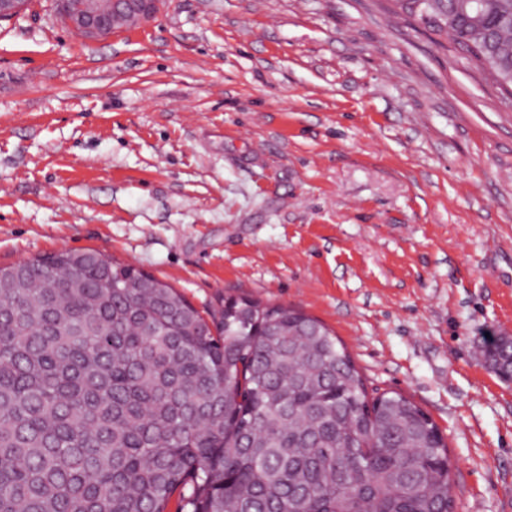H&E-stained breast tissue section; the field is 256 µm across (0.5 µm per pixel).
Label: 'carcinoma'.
Masks as SVG:
<instances>
[{
  "instance_id": "cac0c4a2",
  "label": "carcinoma",
  "mask_w": 512,
  "mask_h": 512,
  "mask_svg": "<svg viewBox=\"0 0 512 512\" xmlns=\"http://www.w3.org/2000/svg\"><path fill=\"white\" fill-rule=\"evenodd\" d=\"M398 2L512 86V0ZM487 359L512 380V343ZM451 473L433 420L301 311L208 321L95 249L0 267V512H451Z\"/></svg>"
}]
</instances>
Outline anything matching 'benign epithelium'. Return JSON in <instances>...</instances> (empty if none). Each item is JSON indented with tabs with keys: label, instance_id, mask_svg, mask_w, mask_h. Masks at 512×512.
I'll use <instances>...</instances> for the list:
<instances>
[{
	"label": "benign epithelium",
	"instance_id": "1",
	"mask_svg": "<svg viewBox=\"0 0 512 512\" xmlns=\"http://www.w3.org/2000/svg\"><path fill=\"white\" fill-rule=\"evenodd\" d=\"M29 0H0V20L25 10ZM164 0H58L65 25L89 41L152 20Z\"/></svg>",
	"mask_w": 512,
	"mask_h": 512
}]
</instances>
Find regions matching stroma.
Listing matches in <instances>:
<instances>
[{"label":"stroma","mask_w":512,"mask_h":512,"mask_svg":"<svg viewBox=\"0 0 512 512\" xmlns=\"http://www.w3.org/2000/svg\"><path fill=\"white\" fill-rule=\"evenodd\" d=\"M86 248L319 319L443 432L453 512H512V96L391 0L0 20V265ZM166 0H58L65 25L89 41L106 37L120 25L152 20ZM486 354L495 372L505 380H512V341L508 344L498 337L488 345Z\"/></svg>","instance_id":"35a3bbf8"}]
</instances>
